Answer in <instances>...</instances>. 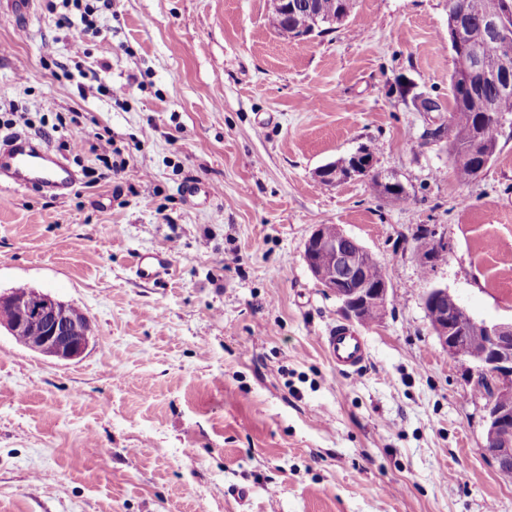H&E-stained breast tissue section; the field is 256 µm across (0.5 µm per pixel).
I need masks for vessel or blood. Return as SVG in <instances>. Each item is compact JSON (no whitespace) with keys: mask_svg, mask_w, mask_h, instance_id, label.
Wrapping results in <instances>:
<instances>
[{"mask_svg":"<svg viewBox=\"0 0 512 512\" xmlns=\"http://www.w3.org/2000/svg\"><path fill=\"white\" fill-rule=\"evenodd\" d=\"M0 180L17 188L36 184L55 196L68 194L78 182L62 158L25 132L0 137ZM166 269L167 261L159 252L139 255L134 264L136 274L144 279L159 278ZM324 347L338 370L356 372L366 363L365 339L347 325L331 329Z\"/></svg>","mask_w":512,"mask_h":512,"instance_id":"vessel-or-blood-1","label":"vessel or blood"}]
</instances>
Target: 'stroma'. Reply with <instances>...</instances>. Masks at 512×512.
Returning <instances> with one entry per match:
<instances>
[{"label":"stroma","mask_w":512,"mask_h":512,"mask_svg":"<svg viewBox=\"0 0 512 512\" xmlns=\"http://www.w3.org/2000/svg\"><path fill=\"white\" fill-rule=\"evenodd\" d=\"M49 3L0 0V107L54 147L112 137L129 167L70 153L95 187L0 185V294L49 293L92 334L60 362L0 332V512H512L475 367L423 306L443 286L476 320H512V125L461 186L427 136L448 113L412 102L451 103L447 0H358L305 42L269 28L268 0H112L78 59ZM103 64L125 97L64 76ZM71 109L80 128L58 124ZM364 145L405 200L317 178ZM319 224L387 274L354 373L324 350L346 316L304 261ZM422 225L444 261L421 263ZM158 250L169 274L139 278Z\"/></svg>","instance_id":"obj_1"}]
</instances>
